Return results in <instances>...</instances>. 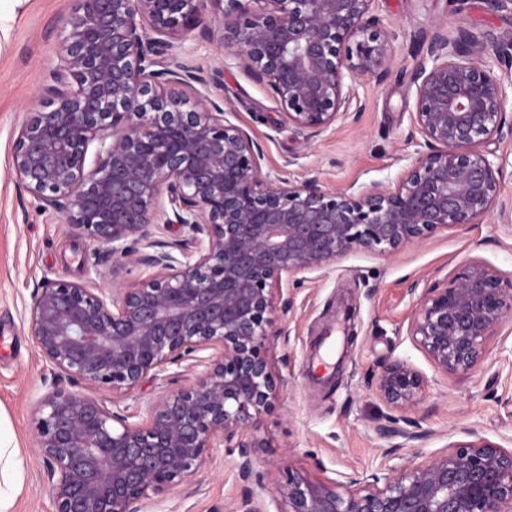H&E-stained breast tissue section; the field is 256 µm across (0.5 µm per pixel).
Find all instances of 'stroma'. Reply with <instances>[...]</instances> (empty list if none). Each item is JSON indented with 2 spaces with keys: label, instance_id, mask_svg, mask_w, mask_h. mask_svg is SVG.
<instances>
[{
  "label": "stroma",
  "instance_id": "35a3bbf8",
  "mask_svg": "<svg viewBox=\"0 0 512 512\" xmlns=\"http://www.w3.org/2000/svg\"><path fill=\"white\" fill-rule=\"evenodd\" d=\"M69 6V0H25L0 39V413L11 422L25 475L13 512H54L40 476L36 409L53 386H70L56 381L22 318L43 278L84 280L98 249L72 236L58 214L42 210L10 170L16 132L56 62ZM373 9L399 34L395 73L381 85L357 80L355 118L337 121L321 137L305 139L266 86L237 67L224 68L216 99L226 119L257 145L263 172L297 182L314 178L329 192L395 184L424 143L414 128V90L401 76L418 59L416 35L440 24L481 37L512 36V9L487 0H375ZM473 261L511 278L512 223L491 216L394 256L352 252L290 287L292 306L276 312L287 334L271 347L280 392L262 415L267 445L253 454L268 484L266 512L281 508L274 484L285 467L345 483L387 465L383 451L390 442L378 428L388 409L375 393L378 365L387 359L406 360L426 382L410 412L426 436L400 450L403 460L430 457L468 429L512 448V365L494 352L461 381L435 370L407 336L421 290L446 283ZM198 374L185 361L170 365L165 380L145 379L135 397L113 410L141 420L163 390L191 385ZM237 460L227 448L213 449L198 492L179 488L164 502H143L140 512H235L249 488Z\"/></svg>",
  "mask_w": 512,
  "mask_h": 512
}]
</instances>
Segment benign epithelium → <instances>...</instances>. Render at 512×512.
Masks as SVG:
<instances>
[{"mask_svg":"<svg viewBox=\"0 0 512 512\" xmlns=\"http://www.w3.org/2000/svg\"><path fill=\"white\" fill-rule=\"evenodd\" d=\"M374 0H71L68 34L14 141L16 182L96 243L106 260L144 268L106 294L97 280L48 279L32 297L28 332L45 361L86 389L128 397L168 366L214 349L198 380L167 393L132 424L103 402L54 387L36 426L54 512H138L194 482L209 449H238L253 484L240 512H265L254 470L261 415L277 395L271 345L276 301L299 274L350 252L392 256L436 233L512 209L500 199L503 164L483 145L512 138V38L442 27L407 76L425 150L395 185L329 193L262 172L255 145L224 119L207 80L179 53L194 33L217 36L231 61L267 86L310 140L350 116L352 83H385L398 34ZM155 36H148V32ZM95 162L86 167L91 143ZM179 224V255L156 250L159 225ZM512 315V278L471 262L445 286L423 289L407 336L445 376L467 379ZM424 378L399 358L380 365L376 392L398 417L378 428L424 436L405 416ZM404 426H399V423ZM471 436L413 465L346 484L287 470L280 512H512V449Z\"/></svg>","mask_w":512,"mask_h":512,"instance_id":"7a95c632","label":"benign epithelium"}]
</instances>
